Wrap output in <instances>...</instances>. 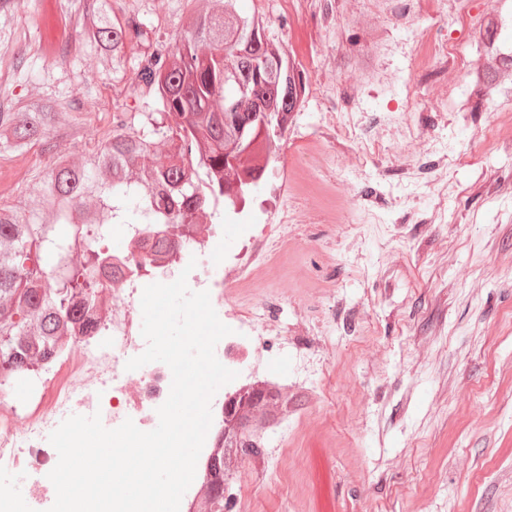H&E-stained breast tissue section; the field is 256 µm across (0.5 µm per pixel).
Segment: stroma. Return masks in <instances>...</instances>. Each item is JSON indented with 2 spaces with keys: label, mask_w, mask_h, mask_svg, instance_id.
<instances>
[{
  "label": "stroma",
  "mask_w": 512,
  "mask_h": 512,
  "mask_svg": "<svg viewBox=\"0 0 512 512\" xmlns=\"http://www.w3.org/2000/svg\"><path fill=\"white\" fill-rule=\"evenodd\" d=\"M323 28L315 0H239L261 17L301 75L258 189L224 218L223 254L255 225L254 288H284L279 326L308 356L277 359L287 419L259 434L294 461L247 458L263 494L252 512H512V69L492 65L478 32L512 35L503 0H334ZM151 38L186 25L188 0H111ZM382 28L386 38L366 43ZM32 0L0 5V102L38 96L67 122L56 153L0 152V204L31 194L57 155L94 149L114 112L144 106L123 76L99 72L80 38L67 53L34 51ZM447 58V67L434 65ZM369 201L342 209L343 184ZM313 207L311 224H286ZM287 243V252L277 251Z\"/></svg>",
  "instance_id": "obj_1"
}]
</instances>
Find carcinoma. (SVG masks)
<instances>
[{
    "instance_id": "obj_1",
    "label": "carcinoma",
    "mask_w": 512,
    "mask_h": 512,
    "mask_svg": "<svg viewBox=\"0 0 512 512\" xmlns=\"http://www.w3.org/2000/svg\"><path fill=\"white\" fill-rule=\"evenodd\" d=\"M183 33L170 39L159 60L142 56L129 93L154 111L140 128L115 125L79 162L62 161L41 180L23 206L0 205V370H23L36 356L52 355L82 307L98 299L101 253L77 264L74 247L103 237L107 224H125L135 202L139 224H167L187 240L217 224L222 208L245 200L261 179L264 159L285 133L304 90L285 49L265 35L264 21L244 14L238 0H191ZM79 27L100 68L118 72L125 49L144 45L149 32L135 18L120 21L107 0H83ZM267 112L269 131L256 143L239 140L237 124ZM59 119L40 99L14 112H0V151L19 157L40 142L49 150ZM145 262L169 257L166 240L134 237ZM282 395L269 388L243 395L230 412V426L211 467L202 512H224L230 481L256 429L275 417Z\"/></svg>"
}]
</instances>
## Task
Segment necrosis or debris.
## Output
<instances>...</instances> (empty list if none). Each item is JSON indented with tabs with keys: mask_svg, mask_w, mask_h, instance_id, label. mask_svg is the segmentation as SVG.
Segmentation results:
<instances>
[{
	"mask_svg": "<svg viewBox=\"0 0 512 512\" xmlns=\"http://www.w3.org/2000/svg\"><path fill=\"white\" fill-rule=\"evenodd\" d=\"M220 234L216 225L193 243H172V259L148 278L135 274L133 259L115 255L102 271L105 288L99 293V307L88 311L66 344L29 372L0 378V470L12 471L26 483L29 512H48L55 500L48 474L58 454L48 437L66 418L97 413L109 429L128 418L143 431L157 426V409L166 401L172 382L169 367L152 362L129 371L125 364L146 348L137 321L144 288L152 282H173L183 272L189 289L208 291L219 319L231 327V335L216 345L215 355L237 373L212 399V424L195 478L181 501L180 512H197L231 408L250 386L274 383L271 363L277 350L288 347L287 337L275 329L266 295H258L249 316L237 314L243 283H225L224 268L241 265L243 256L238 253L220 261L216 251Z\"/></svg>",
	"mask_w": 512,
	"mask_h": 512,
	"instance_id": "necrosis-or-debris-1",
	"label": "necrosis or debris"
}]
</instances>
